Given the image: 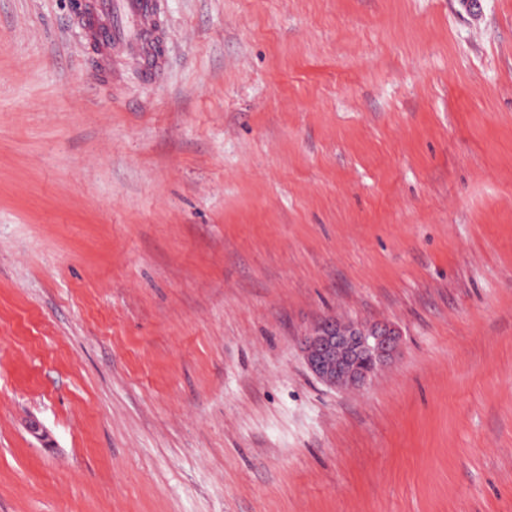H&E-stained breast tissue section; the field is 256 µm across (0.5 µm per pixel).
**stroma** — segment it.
Here are the masks:
<instances>
[{"mask_svg":"<svg viewBox=\"0 0 512 512\" xmlns=\"http://www.w3.org/2000/svg\"><path fill=\"white\" fill-rule=\"evenodd\" d=\"M156 4L0 0V512H512V0ZM152 0H95L98 38L105 44L125 40L144 47L151 26ZM400 330L386 321L326 316L303 334L300 349L312 374L340 390L364 387L400 352Z\"/></svg>","mask_w":512,"mask_h":512,"instance_id":"1","label":"stroma"}]
</instances>
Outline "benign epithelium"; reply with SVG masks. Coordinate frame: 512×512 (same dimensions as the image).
<instances>
[{
	"instance_id": "7a95c632",
	"label": "benign epithelium",
	"mask_w": 512,
	"mask_h": 512,
	"mask_svg": "<svg viewBox=\"0 0 512 512\" xmlns=\"http://www.w3.org/2000/svg\"><path fill=\"white\" fill-rule=\"evenodd\" d=\"M401 332L386 321L326 316L303 334L300 349L312 374L340 390L364 387L400 352Z\"/></svg>"
}]
</instances>
